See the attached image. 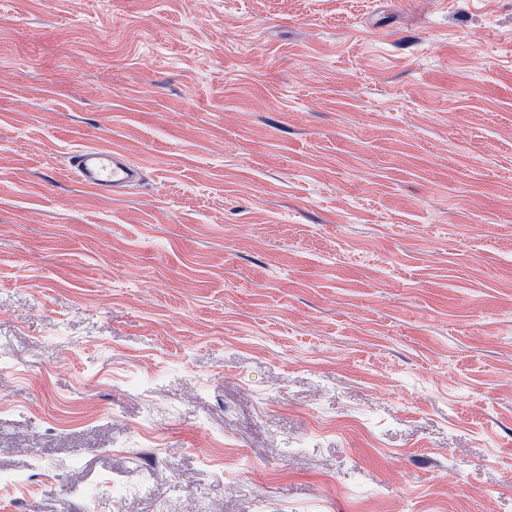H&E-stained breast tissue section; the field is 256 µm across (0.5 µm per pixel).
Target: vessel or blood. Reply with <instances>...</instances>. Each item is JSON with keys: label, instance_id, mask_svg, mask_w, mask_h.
Wrapping results in <instances>:
<instances>
[{"label": "vessel or blood", "instance_id": "obj_1", "mask_svg": "<svg viewBox=\"0 0 512 512\" xmlns=\"http://www.w3.org/2000/svg\"><path fill=\"white\" fill-rule=\"evenodd\" d=\"M70 166L83 184L105 196L126 190L142 177L141 167L123 152L96 146L77 150Z\"/></svg>", "mask_w": 512, "mask_h": 512}]
</instances>
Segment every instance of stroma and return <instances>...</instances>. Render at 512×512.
Returning a JSON list of instances; mask_svg holds the SVG:
<instances>
[{
    "instance_id": "1",
    "label": "stroma",
    "mask_w": 512,
    "mask_h": 512,
    "mask_svg": "<svg viewBox=\"0 0 512 512\" xmlns=\"http://www.w3.org/2000/svg\"><path fill=\"white\" fill-rule=\"evenodd\" d=\"M0 512H512V0H0ZM72 173L101 195L111 196L140 181L142 167L123 152L96 146L77 150L71 156Z\"/></svg>"
}]
</instances>
